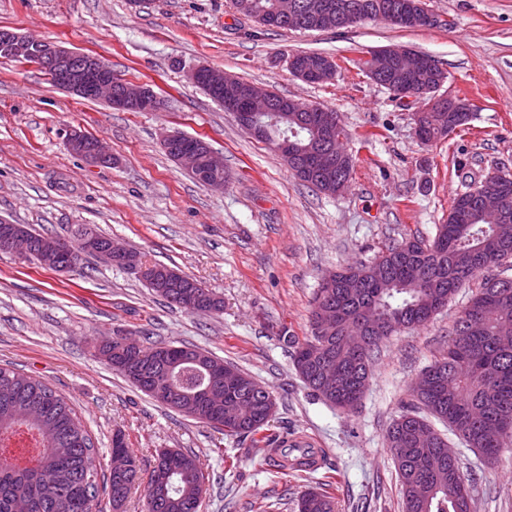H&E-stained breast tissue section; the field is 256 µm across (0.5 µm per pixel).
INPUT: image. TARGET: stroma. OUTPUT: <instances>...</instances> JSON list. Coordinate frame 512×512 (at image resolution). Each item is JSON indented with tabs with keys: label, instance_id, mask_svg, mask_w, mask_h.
Returning <instances> with one entry per match:
<instances>
[{
	"label": "stroma",
	"instance_id": "1",
	"mask_svg": "<svg viewBox=\"0 0 512 512\" xmlns=\"http://www.w3.org/2000/svg\"><path fill=\"white\" fill-rule=\"evenodd\" d=\"M440 25L404 29L365 21L333 31H271L231 0H0V27L104 59L167 101L125 112L57 88L32 64L0 59V219L70 237L77 225L197 279L224 298L217 315L192 314L154 296L138 274L99 260L71 272L0 256V365L48 383L92 435L108 470L115 433L139 467L121 512H142L157 449L193 451L209 481L200 512H297L306 490L332 482L336 512H403L386 430L408 388L448 345L478 280L460 288L427 325L381 347L361 404L342 411L313 399L297 376L287 326L310 334L313 298L333 269L370 263L408 235L433 237L454 198L488 171L512 172V0H426ZM399 47L432 56L447 74L440 95L466 98L472 118L440 141L421 142L417 102L401 101L360 66L369 51ZM301 52L336 59L333 80L307 83L289 69ZM200 63L308 105L340 112L354 169L340 195L299 181L275 148L257 140L189 77ZM102 140L108 165L72 154L69 129ZM204 139L224 160L223 189L202 185L163 150V133ZM129 334L190 344L237 365L277 398L276 430L325 450L316 472H284L260 444L163 407L97 356ZM449 444L473 490V512H512V450L485 465L456 436Z\"/></svg>",
	"mask_w": 512,
	"mask_h": 512
}]
</instances>
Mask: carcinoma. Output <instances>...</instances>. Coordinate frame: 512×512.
I'll list each match as a JSON object with an SVG mask.
<instances>
[{"label": "carcinoma", "instance_id": "cac0c4a2", "mask_svg": "<svg viewBox=\"0 0 512 512\" xmlns=\"http://www.w3.org/2000/svg\"><path fill=\"white\" fill-rule=\"evenodd\" d=\"M336 0H232L236 11L253 18L269 30L326 31L349 27L346 22L322 26L318 4ZM363 4L366 12L377 14L379 7H398L405 3L416 12L427 9L423 0H346ZM320 106L298 104L288 111V120L264 116L266 133L259 139L270 145L288 137L295 142L305 163L313 151L327 149L312 116ZM470 114L440 112L425 120L422 132L438 138L441 126L460 127ZM487 187L504 201L509 223L491 224L480 214L473 190L458 195L448 212L446 223L437 227L433 238L419 235L388 246L370 264L356 266L362 275L355 288H318L311 323L328 316L336 320V330L326 342L340 379L332 393L321 388L318 375L323 368L315 356V344L321 343L316 330L299 341L279 330L278 337L293 348V366L312 396L335 407L356 408L364 391L357 379L372 373L375 353L384 339L402 329L426 325L438 307L448 304L459 288L490 268L512 267V174L495 170L487 173L476 187ZM33 239L30 259L43 268L44 246L52 235H42L25 225ZM485 278L473 292L448 334L447 351L435 359L411 386V403L393 421L387 431L403 493L404 512H472V496L453 498L447 484L461 474L459 459L448 457V439L442 437L429 448L416 441L410 420L426 427L431 422L421 410L448 425L449 430L468 448L493 462L503 449L512 445V437H499L503 417L512 419V349H503L496 337L512 332V278L506 288L491 286ZM196 279L185 275L179 281L159 289L148 284L152 293L169 304L170 296L185 294L177 307L196 312L191 287ZM120 342L112 340L98 347L100 356L133 387L153 400L166 401L139 384L121 365L117 354ZM182 361L174 370L165 364L154 366L158 379L174 386L185 404L198 405L196 393L206 384L205 371L188 359V354L206 355L196 346L179 345ZM224 425L218 430L236 437L251 438L271 448V460L288 461L276 446L281 433L272 429L273 414L257 403L241 411L238 399L224 396ZM94 443L76 421L67 400L40 379L0 365V512H15L16 501L23 498L28 512H95L100 498L108 499L118 512L128 498L138 470L136 459L122 434L112 439L111 452L130 458L126 475L93 468ZM205 476L197 457L179 448H161L150 472L144 498V512H199L201 482ZM334 498L325 491L310 489L297 501L298 512H334Z\"/></svg>", "mask_w": 512, "mask_h": 512}]
</instances>
